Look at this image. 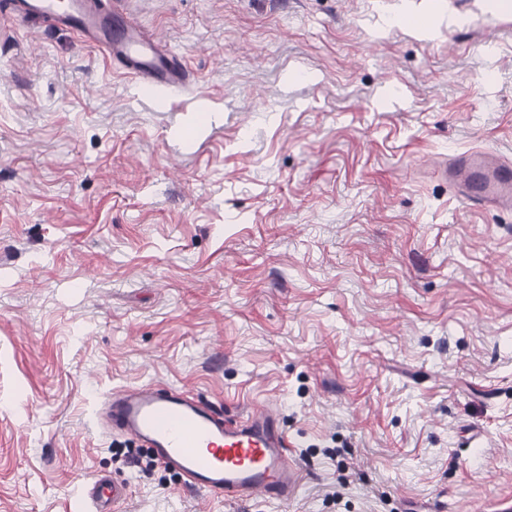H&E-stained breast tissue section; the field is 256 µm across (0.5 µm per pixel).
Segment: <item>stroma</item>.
<instances>
[{
  "label": "stroma",
  "mask_w": 512,
  "mask_h": 512,
  "mask_svg": "<svg viewBox=\"0 0 512 512\" xmlns=\"http://www.w3.org/2000/svg\"><path fill=\"white\" fill-rule=\"evenodd\" d=\"M194 77L135 100L67 29L0 12V512H501L512 502V210L448 188L512 161V8L117 0ZM443 15L424 38L403 17ZM204 120L194 145L173 137ZM277 403L288 510L130 466L102 396ZM448 184L472 207L512 209V165L499 161L490 147L448 159ZM83 497L90 512H122L118 506L125 500V489L113 479L99 476L84 487Z\"/></svg>",
  "instance_id": "35a3bbf8"
}]
</instances>
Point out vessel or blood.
Returning <instances> with one entry per match:
<instances>
[{
    "instance_id": "b4317fda",
    "label": "vessel or blood",
    "mask_w": 512,
    "mask_h": 512,
    "mask_svg": "<svg viewBox=\"0 0 512 512\" xmlns=\"http://www.w3.org/2000/svg\"><path fill=\"white\" fill-rule=\"evenodd\" d=\"M16 20L60 26L103 51L113 67L131 75L137 89L183 88L190 73L182 57L142 29L109 0H11ZM448 183L475 208L512 209V165L492 148L454 155ZM123 437L148 449L155 460L201 493L218 492L234 503L288 502L302 476L279 415L268 402L251 405L245 418L222 413L172 388L119 387L98 409ZM89 512H117L124 487L95 478L83 489Z\"/></svg>"
}]
</instances>
